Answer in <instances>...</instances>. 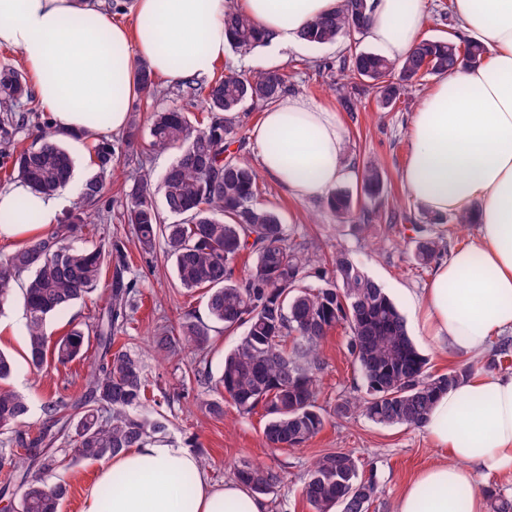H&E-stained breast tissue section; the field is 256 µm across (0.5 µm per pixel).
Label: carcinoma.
<instances>
[{"label": "carcinoma", "instance_id": "cac0c4a2", "mask_svg": "<svg viewBox=\"0 0 512 512\" xmlns=\"http://www.w3.org/2000/svg\"><path fill=\"white\" fill-rule=\"evenodd\" d=\"M368 24L365 0H341L336 13L309 22L301 38L312 46L333 43L343 36L364 34ZM224 27L230 48L240 55L267 44L268 34L235 0H227ZM485 54V47L475 40L424 38L400 62L372 51H352L340 60L339 72L351 80L354 91L374 89L386 108L425 77L478 66ZM138 75L142 95L133 111L150 113V139H142L134 120L117 141L95 139L92 155L99 173L86 182L73 211L52 231L0 262V311L13 302L20 274L30 273L21 288L30 369L40 371L51 362L64 366L85 356L83 330L74 328L52 344L47 323L97 288L105 258L113 259L118 268L128 265L118 240L108 251L72 244L83 225L100 219L95 205L106 179L134 157L142 161L155 151L173 150L175 159L163 175L161 189L165 212L176 221L164 223L146 176L135 180L125 194L123 219L142 254L150 256L157 245H163L180 285L188 291L206 290V318L189 312L176 330L157 325L152 336L157 354L174 356L187 343L202 353L214 334L245 328L224 356L219 383L238 412L264 410L263 433L269 446L296 448L324 426L317 404V374L324 366L321 343L330 330L342 326L348 330V350L366 396L339 399L336 416L359 412L385 427H422L437 395L467 378L471 367L429 373L427 358L382 285L344 247H336L323 259L290 239L278 213L257 204V171L230 152L240 113L278 102L288 92L285 72L265 68L246 73L227 63L219 76L177 82V97L202 104L203 116L193 122L178 107L155 108L156 75L144 63L138 65ZM38 108L26 77L11 64L1 65L0 168L6 179L18 178L34 192L51 195L68 183L73 160L49 127L38 131L34 146L17 139L29 114ZM221 113L231 119L216 120ZM361 182L364 196L377 199L384 187L379 166H365ZM327 201L342 219L366 209L339 189ZM442 247L441 236L417 241L415 265L429 266ZM244 251L254 255V262L238 281L234 266ZM312 268L322 281L316 288L305 284ZM136 293V280L118 272L95 327L97 361L90 364L84 391L56 434L41 429L33 437L22 435L19 427L29 412V401L10 388L15 364L0 351V434H11L10 448L0 449V471L7 476L0 495L17 484L22 489L20 512H58L67 496V482L58 473L61 461L52 453L58 437L72 446L74 461L110 460L164 437L168 419L160 413L140 412L147 388L141 361L127 350L113 349L116 335L128 325ZM511 356L512 339L504 338L493 348L485 369L500 368ZM233 477L260 496L269 494L278 481L272 471L254 464L234 468ZM377 492L375 480L360 472L358 458L341 449L320 455L302 487L312 512H368ZM487 496L492 512H512V496L493 489L487 490Z\"/></svg>", "mask_w": 512, "mask_h": 512}]
</instances>
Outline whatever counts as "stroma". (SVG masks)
<instances>
[{
  "mask_svg": "<svg viewBox=\"0 0 512 512\" xmlns=\"http://www.w3.org/2000/svg\"><path fill=\"white\" fill-rule=\"evenodd\" d=\"M460 33L454 0H424L420 37L453 39ZM370 47V42L361 37L291 48L284 52L283 69L288 75L290 94L312 98L336 111L340 118L345 138L344 163L350 173L342 182V189L359 194V174L363 167L378 164L385 173V188L376 205L385 213L399 212L402 221L394 225L382 221L370 224L342 221L326 200L295 198L265 176L260 179L261 193L257 201L279 213L287 234L294 240L312 242L315 250L324 253L338 243L349 249L353 259L383 285L404 315L410 335L428 360L430 373L442 374L463 367L464 362L450 357L447 350L420 335L409 305L410 299L422 295L433 270L418 268L413 261L416 243L428 236L430 226L401 178L410 155L413 115L440 78L426 77L389 108H381L375 93L370 91L361 95L357 111H346L340 102L341 80L336 61L349 49ZM174 157L171 151L153 153L143 169L132 165L120 167L100 202L101 208L109 213L107 220L86 225L78 241L85 248L109 245L115 237L125 244L128 275L136 279L138 295L128 329L117 343L136 354L144 366L148 383L145 413L160 412L167 416L165 443L189 449L215 482L231 478L234 467L244 462L260 464L275 472L279 481L266 498L269 512H312L302 494V476L319 454L336 449L352 451L363 473L376 481L378 493L369 512H391L396 494L421 468L434 461L437 453L423 429L383 427L359 413L336 419L334 408L338 399L349 395L360 397L366 391L359 369L347 351L348 336L344 328L331 330L323 341L324 368L319 375L318 404L325 425L302 448L270 447L263 435L265 419L261 413L243 415L232 404L225 403L223 417L217 418L202 407V400H222L224 390L218 379L224 355L235 346L239 333L215 335L203 356L188 345L178 356L162 360L152 349L149 339L157 324L177 326L190 311L205 315L206 298L202 291L191 293L179 287L172 263L163 251L151 256L140 253L129 226L121 221L125 198L119 188L132 186L143 170L150 173L153 183H160ZM113 272V265H106L94 293L53 317L48 329L51 339L61 338L77 325L94 326L105 305ZM22 313V302L18 299L0 313V349L12 354L16 361L11 385L30 402V412L22 428L34 434L46 421L43 412L46 401H67L80 394L89 362L96 356V347L88 345L83 359L64 366L51 364L40 372H32L24 359L26 325L18 320ZM202 357L206 358L212 377L206 388L198 387L192 376L194 366ZM56 448L58 458L68 464L64 477L69 492L60 512H80L84 497L95 485L100 465L72 461L65 441H58Z\"/></svg>",
  "mask_w": 512,
  "mask_h": 512,
  "instance_id": "1",
  "label": "stroma"
}]
</instances>
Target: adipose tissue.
<instances>
[{
  "label": "adipose tissue",
  "instance_id": "1",
  "mask_svg": "<svg viewBox=\"0 0 512 512\" xmlns=\"http://www.w3.org/2000/svg\"><path fill=\"white\" fill-rule=\"evenodd\" d=\"M339 0H238L269 32L266 65L301 45L311 20ZM226 0H122L126 24L105 0H0V47L19 51L34 92L72 154L89 136L121 134L140 93L139 64L177 81L210 76L229 49ZM365 38L390 60L417 41L424 0H366ZM463 30L487 50L478 68L448 75L410 126L402 173L427 213L468 215L470 244L439 263L413 306L424 336L449 355L481 358L512 331V0H455ZM262 172L293 196L324 198L344 176L337 113L303 96H284L251 130ZM68 194L0 189V237H29L55 226ZM28 211H21L20 203ZM37 223H30L28 212ZM423 429L441 453L396 495L391 512H487L488 477L512 480V374L479 373L441 393ZM193 478L184 492L180 478ZM81 512H268L246 484L212 482L188 449L150 443L104 464Z\"/></svg>",
  "mask_w": 512,
  "mask_h": 512
}]
</instances>
